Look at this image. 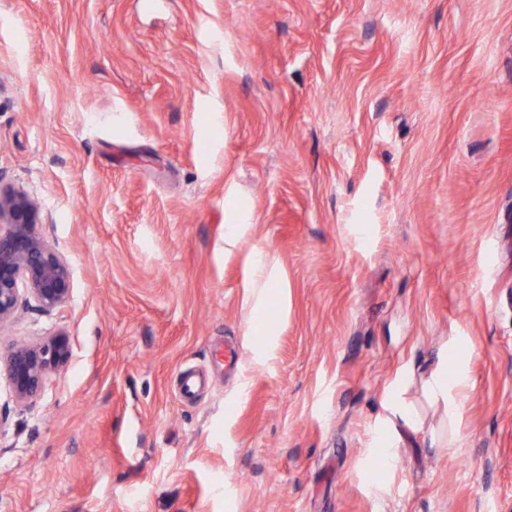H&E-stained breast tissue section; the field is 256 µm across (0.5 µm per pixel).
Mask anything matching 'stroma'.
<instances>
[{
    "instance_id": "1",
    "label": "stroma",
    "mask_w": 512,
    "mask_h": 512,
    "mask_svg": "<svg viewBox=\"0 0 512 512\" xmlns=\"http://www.w3.org/2000/svg\"><path fill=\"white\" fill-rule=\"evenodd\" d=\"M0 181L72 265L0 346L73 350L0 376V512H512V0H0ZM276 281L278 271L273 258L264 251L255 252L251 262V285L245 297V302L252 307V311H260L275 296L271 285ZM71 356L70 338L64 331L43 337L34 344L16 345L2 353L14 401L28 405L41 395L48 376L63 367ZM430 400L442 402L448 418H454L459 402L465 396L469 384L467 372L459 361L448 369V355L438 361L428 377L423 381Z\"/></svg>"
}]
</instances>
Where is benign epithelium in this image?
I'll return each mask as SVG.
<instances>
[{
    "label": "benign epithelium",
    "mask_w": 512,
    "mask_h": 512,
    "mask_svg": "<svg viewBox=\"0 0 512 512\" xmlns=\"http://www.w3.org/2000/svg\"><path fill=\"white\" fill-rule=\"evenodd\" d=\"M41 223L37 200L27 190L0 181V327L13 319L24 298L48 313L70 301L71 263L38 230ZM70 356V338L63 331L0 352L16 404L24 406L40 396L48 376Z\"/></svg>",
    "instance_id": "obj_1"
}]
</instances>
